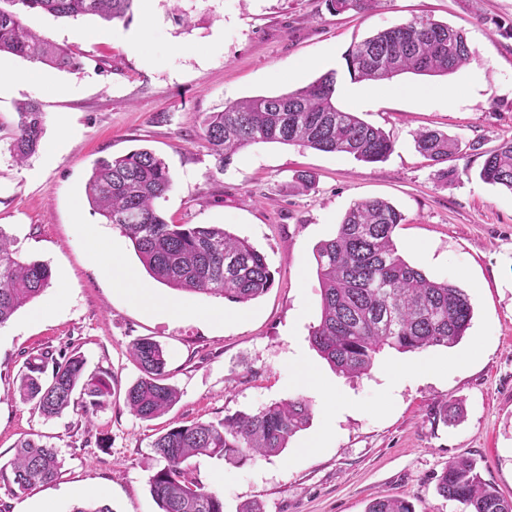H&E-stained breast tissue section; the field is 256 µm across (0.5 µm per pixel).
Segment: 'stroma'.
Listing matches in <instances>:
<instances>
[{
    "instance_id": "obj_1",
    "label": "stroma",
    "mask_w": 512,
    "mask_h": 512,
    "mask_svg": "<svg viewBox=\"0 0 512 512\" xmlns=\"http://www.w3.org/2000/svg\"><path fill=\"white\" fill-rule=\"evenodd\" d=\"M421 15L463 31L474 52L453 74L397 80L436 95H393L350 80L344 54L354 42ZM23 20L72 49L81 66L36 65L16 95L0 99V230L22 257L52 270L50 287L0 327V466L33 434L55 446L61 462L47 486L17 496L0 490V512L25 502L71 512L93 500L112 512H159L148 484L162 466L152 448L158 435L300 395L311 420L280 454L192 460V477L221 495L224 512L251 503L262 512H366L383 496L406 499L414 512H468L437 490L438 475L461 457L512 497V191L479 177L485 151L512 137V0H373L358 14L331 13L325 0H137L127 23L36 11ZM142 32L141 50L132 51L130 38ZM328 69L338 73V104L390 137L384 160L270 142L217 165L201 137L206 115L307 86ZM28 100L41 104L44 130L19 164L9 131L17 105ZM424 128L458 140L460 152L447 161L453 180L437 179L417 152L414 138ZM139 148L153 150L173 177L158 204L167 222L217 224L247 240L265 256L271 288L241 305L150 278L131 242L93 212L85 193L96 159ZM49 149L56 155L47 164ZM301 171L313 175L311 188H297ZM374 198L404 217L394 232L403 257L464 288L473 318L452 347H387L367 374L347 378L309 342L321 317L315 250L355 202ZM100 237L116 262L188 316L146 313L116 291L92 257ZM49 304L54 312L35 319ZM214 306L224 309L223 322L196 317ZM141 338L165 348L179 393L151 420L125 404L140 375L127 349ZM45 352L80 353L88 372L109 382L111 394L92 418L68 410L48 419L13 396L27 361ZM429 362L438 371L426 370ZM305 364L335 389L334 401L295 385ZM444 405L455 418L436 419ZM326 427L328 441L307 451Z\"/></svg>"
}]
</instances>
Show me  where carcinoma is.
Wrapping results in <instances>:
<instances>
[{"mask_svg":"<svg viewBox=\"0 0 512 512\" xmlns=\"http://www.w3.org/2000/svg\"><path fill=\"white\" fill-rule=\"evenodd\" d=\"M135 0H0V53L59 70H74L71 51L39 39L23 21L39 11L55 17L97 15L107 21H129ZM371 0H326L328 10H362ZM473 52L463 32L428 17L379 31L354 44L344 55L355 82L388 83L404 73L430 77L455 73ZM337 71L322 74L306 87L276 96H261L227 105L203 121L202 138L219 166L240 149L260 142L295 145L325 153L377 162L392 150L390 138L356 113L336 106ZM43 133V112L36 102L17 107L10 136L15 160L35 152ZM418 152L441 163L460 151L448 134L423 129L415 136ZM480 179L512 191V138L485 152ZM173 178L162 158L148 149L97 160L85 192L94 211L128 238L148 275L174 290L223 297L235 303L256 299L273 285L264 255L223 227L170 224L157 201L172 189ZM402 214L379 199L353 204L333 238L316 248L322 311L312 327V347L337 372L361 376L375 355L388 346L399 352L454 346L469 328L473 308L469 295L448 280L426 276L399 253L393 239ZM50 267L16 257L13 241L0 229V327L16 311L51 285ZM129 357L142 376L127 391L129 411L143 420L165 414L178 391L166 383V352L149 339L131 345ZM52 365L51 375H41ZM108 382L86 372L82 355L61 359L43 354L16 379V391L47 418L72 408L93 413L109 394ZM311 417L302 397L274 403L257 413H237L216 422L179 425L152 443L164 466L149 478L160 512H224L222 497L190 475L189 461L199 455L230 459L281 453ZM59 467L54 446L26 438L0 468V482L11 494L50 484ZM439 493L469 512H512V499L483 482L470 459L448 463L438 478ZM367 512H414L399 498H378Z\"/></svg>","mask_w":512,"mask_h":512,"instance_id":"carcinoma-1","label":"carcinoma"}]
</instances>
